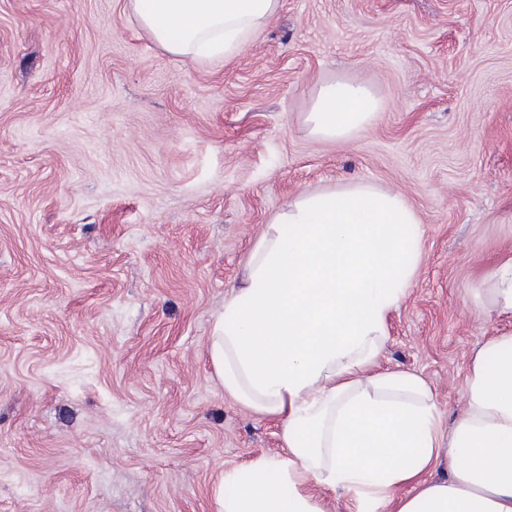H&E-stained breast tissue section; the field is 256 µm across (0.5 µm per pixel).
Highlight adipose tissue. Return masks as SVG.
<instances>
[{
    "instance_id": "obj_1",
    "label": "adipose tissue",
    "mask_w": 512,
    "mask_h": 512,
    "mask_svg": "<svg viewBox=\"0 0 512 512\" xmlns=\"http://www.w3.org/2000/svg\"><path fill=\"white\" fill-rule=\"evenodd\" d=\"M129 5L168 53L207 59L239 52L279 0ZM378 111L367 87L335 82L319 89L305 123L345 141ZM423 233L401 193L363 181L300 191L264 226L209 352L226 394L279 420L288 453L226 470L220 512H325L312 484L354 512H512V257L474 293L476 309L510 326L473 349L450 431L424 378L377 364ZM443 454L448 477L428 479Z\"/></svg>"
}]
</instances>
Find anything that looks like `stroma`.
<instances>
[{
  "instance_id": "stroma-1",
  "label": "stroma",
  "mask_w": 512,
  "mask_h": 512,
  "mask_svg": "<svg viewBox=\"0 0 512 512\" xmlns=\"http://www.w3.org/2000/svg\"><path fill=\"white\" fill-rule=\"evenodd\" d=\"M351 79L376 122L311 136ZM357 179L424 226L379 365L450 428L501 326L471 291L512 255V0H280L202 60L128 0H0V512H218L225 470L287 455L225 395L211 325L273 215ZM379 106L376 95L359 83H329L319 89L305 123L317 138L350 140L375 121Z\"/></svg>"
}]
</instances>
